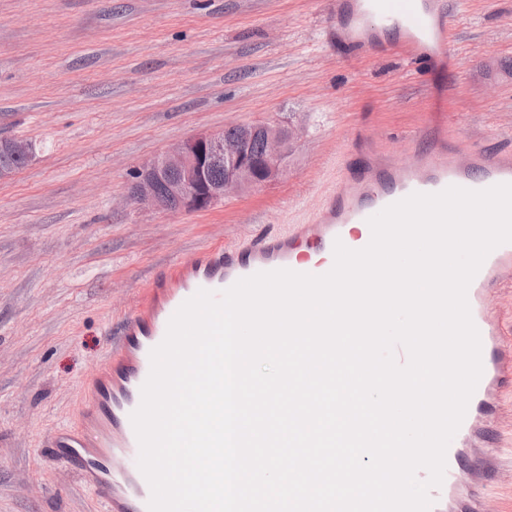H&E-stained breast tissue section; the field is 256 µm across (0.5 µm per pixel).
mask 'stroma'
Returning <instances> with one entry per match:
<instances>
[{"label": "stroma", "instance_id": "1", "mask_svg": "<svg viewBox=\"0 0 512 512\" xmlns=\"http://www.w3.org/2000/svg\"><path fill=\"white\" fill-rule=\"evenodd\" d=\"M335 0H0V138L29 142L0 181V512H95L51 446L77 417L140 288L208 244L307 222L359 139L391 150L443 101L448 141L512 146V0H449L455 61L383 37L329 38ZM274 122L279 177L206 210L130 201L144 164L187 137ZM497 433L512 512V396Z\"/></svg>", "mask_w": 512, "mask_h": 512}]
</instances>
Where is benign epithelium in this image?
<instances>
[{"mask_svg":"<svg viewBox=\"0 0 512 512\" xmlns=\"http://www.w3.org/2000/svg\"><path fill=\"white\" fill-rule=\"evenodd\" d=\"M257 137L264 143L259 159L250 152ZM288 141V132L265 123L241 125L231 140L224 139L222 132L195 134L143 165L129 197L137 204L164 210L171 201L184 211L207 209L233 191L275 180L288 153ZM217 165L224 166L222 183L209 179L210 169Z\"/></svg>","mask_w":512,"mask_h":512,"instance_id":"1","label":"benign epithelium"}]
</instances>
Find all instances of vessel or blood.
Segmentation results:
<instances>
[{
    "instance_id": "1",
    "label": "vessel or blood",
    "mask_w": 512,
    "mask_h": 512,
    "mask_svg": "<svg viewBox=\"0 0 512 512\" xmlns=\"http://www.w3.org/2000/svg\"><path fill=\"white\" fill-rule=\"evenodd\" d=\"M336 40L355 55L373 53L371 31L392 29L396 50L429 63L452 59L453 25L447 0H336L332 13ZM430 149L406 141L394 163L344 167L329 203L309 223L290 225L275 236L215 244L196 252L139 294L112 342L104 364L86 381L81 394L82 420L56 428V455L74 466L94 495L99 512H148L150 486L138 467L139 443L130 415L141 401L151 367L150 352L159 345L178 308L199 290L215 293L258 272L289 269L322 275L334 264L333 246L358 250L371 239L368 219L412 193H437L450 186L481 190L512 183V146L485 150L464 143L437 154L444 138L440 125L428 131ZM317 254L306 262L304 248ZM512 286V243L495 248L467 290L472 320L482 346V375L464 420L450 442L441 486L431 488V512H501L485 495L502 469L495 434L502 397L512 390V341L506 339L496 300Z\"/></svg>"
}]
</instances>
